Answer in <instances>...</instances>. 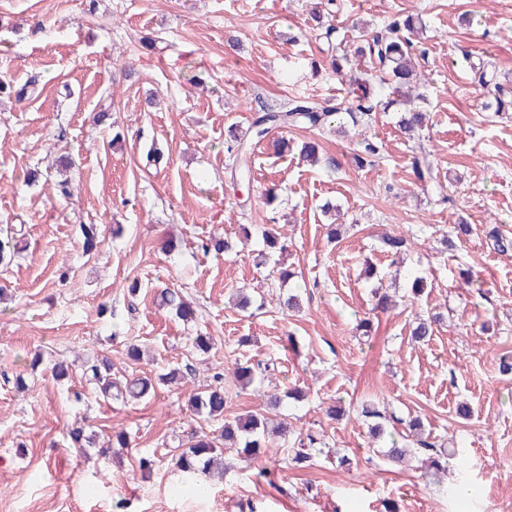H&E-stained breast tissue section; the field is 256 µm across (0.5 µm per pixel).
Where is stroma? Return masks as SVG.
I'll list each match as a JSON object with an SVG mask.
<instances>
[{
  "instance_id": "obj_1",
  "label": "stroma",
  "mask_w": 512,
  "mask_h": 512,
  "mask_svg": "<svg viewBox=\"0 0 512 512\" xmlns=\"http://www.w3.org/2000/svg\"><path fill=\"white\" fill-rule=\"evenodd\" d=\"M309 9V0H0V76L35 85L24 101L0 97V225L25 227L22 254L0 265V373L28 385L19 393L0 383V512H385L389 503L398 512H512V379L498 369L512 352V254L487 237L494 225L512 229V113L486 109L490 96L469 67L493 62L512 90V0H341L329 40ZM401 14L425 24L416 67L430 119L419 140L400 132L391 109L361 132L276 130L287 153L260 142L245 167L235 164L230 126L247 127L260 107L294 96L323 107L350 101L355 88L332 59L353 50L357 24L378 31ZM363 134L382 149L360 168L353 155ZM309 140L334 167L299 164ZM153 145L169 160L148 169ZM63 153L72 159L67 197L56 190ZM422 155L434 169L425 182L412 168ZM269 186L278 194L270 205L260 196ZM327 201L357 221L337 244L327 239ZM459 222L472 233L448 248ZM85 224L122 231L89 254ZM269 228L287 241L296 272L281 289L253 261ZM392 232L409 241L397 267L381 245ZM216 235L248 243L202 252ZM414 274L426 280L417 299L371 314L372 283L406 289ZM164 287L192 303L195 323L158 308ZM241 290L263 307L240 312L231 299ZM295 291L300 311H283ZM435 313L443 320L433 335L412 341L411 323ZM365 316L371 333L356 335ZM199 331L212 336L210 353L192 348ZM130 342L148 351L137 374L187 365L186 387L200 388L223 372L226 418L286 420L317 435L322 453L296 468L282 444L267 448L260 463L276 473L268 484L228 449L223 478L209 479L206 495L184 496L172 448L213 429L191 419L186 388L77 409L68 383L52 376L54 362L91 351L123 366ZM246 359L273 361L274 386L303 389L306 399L274 409L240 389L231 369ZM367 400L399 417L396 436L403 419L422 418L448 450L440 484L425 483L421 459L388 464V441L371 442L357 412ZM334 401L346 410L335 421L325 415ZM79 413L98 446L121 431L129 446L106 458L69 447ZM340 454L356 466L339 467ZM143 457L153 470L140 467ZM461 483L464 499L454 495Z\"/></svg>"
}]
</instances>
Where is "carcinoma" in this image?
<instances>
[{
	"mask_svg": "<svg viewBox=\"0 0 512 512\" xmlns=\"http://www.w3.org/2000/svg\"><path fill=\"white\" fill-rule=\"evenodd\" d=\"M420 20L407 16L403 21L394 20L384 26V30L373 35L367 42L368 69L355 71L353 83L366 84L372 79L386 82L391 85L393 92L399 94L405 101L406 109L398 113L397 126L400 131L413 139L418 135L424 123V115L414 106V99L408 86L417 78L415 73L414 43L410 34L417 29ZM478 82L485 88L492 87L495 91L494 111L512 112V100L504 101L500 97L501 86L496 76L488 71L487 65L476 70ZM378 104L362 96L358 100L338 107L318 108L302 98H293L279 108H266L254 113L251 117L247 135L240 136L231 133L227 139L226 150L229 154L242 158L246 154L248 140H263L274 129L288 126L320 127L328 118L336 117L339 127L350 123L359 126L369 123ZM22 234V229L13 227L12 230L0 235V264L12 259L16 253V236ZM83 248L87 252L97 250L102 243L100 228L96 224H85L82 227ZM489 237L495 249L500 253H512V238L502 234L496 226L492 227ZM384 249L394 256L393 263H398L400 254L407 246V238L403 235L386 234L381 238ZM287 245L278 241L275 234L268 230L263 234V246L256 250L257 264L276 267L278 281L285 283L293 275L292 270L285 266L283 254ZM160 305L166 306L175 312L176 316L186 322L193 320L195 310L185 302L181 296L168 289L158 294ZM437 318L418 319L410 335L416 342H423L433 334V325ZM80 371L83 385L79 389L69 392L71 404L78 408L90 395H95L110 401L126 403L140 400L150 394L154 389L152 379L145 376L114 373L112 358L98 352L84 355L80 359ZM234 378L244 388H254L260 396L269 400V405L278 406L282 398H298L296 391L290 390L285 394L269 393L265 390V380L268 379L267 370L251 364L245 360L236 363L233 371ZM223 374L214 376V383L191 390L187 394V407L195 415L206 421L219 424L216 435L204 434L197 437L190 444L178 443L181 451L176 455L175 465L178 471L184 474L207 475L214 468L222 465L225 449H237L247 461L259 459L264 448L268 447L274 438L286 443L292 442L293 453L291 460L303 464L311 460L313 445L317 439L312 435L304 437L295 435V431L288 426L280 424L268 427V423L254 414L235 417L232 420L224 418V386ZM360 416L368 422V431L372 438L379 440L387 432V427L393 422L402 423V420L381 412L377 406L364 403L361 405ZM408 434L403 436V443L392 441L390 448L384 452V457L392 463L403 461L408 455L423 449L429 452L428 460L434 473L447 470L448 452L437 447L430 435L421 430L420 420L415 418L405 423ZM69 444L73 448L84 450L96 447V434L86 430L85 420L78 421L67 433Z\"/></svg>",
	"mask_w": 512,
	"mask_h": 512,
	"instance_id": "1",
	"label": "carcinoma"
}]
</instances>
